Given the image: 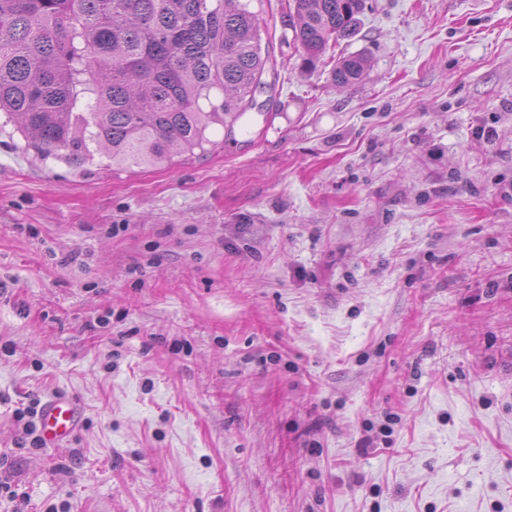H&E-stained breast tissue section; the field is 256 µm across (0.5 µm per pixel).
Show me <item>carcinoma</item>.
Wrapping results in <instances>:
<instances>
[{"instance_id":"carcinoma-1","label":"carcinoma","mask_w":512,"mask_h":512,"mask_svg":"<svg viewBox=\"0 0 512 512\" xmlns=\"http://www.w3.org/2000/svg\"><path fill=\"white\" fill-rule=\"evenodd\" d=\"M251 0H0V129L43 159L82 168L171 167L208 156L219 126L258 108L277 76ZM364 0H288V27L315 70L356 33ZM359 56L333 80L353 83Z\"/></svg>"}]
</instances>
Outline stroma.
<instances>
[{"mask_svg":"<svg viewBox=\"0 0 512 512\" xmlns=\"http://www.w3.org/2000/svg\"><path fill=\"white\" fill-rule=\"evenodd\" d=\"M251 8L276 87L207 158L0 133V512H512V0H365L312 72ZM363 69L364 63L360 56L342 57L334 66L333 80L340 86L349 85L359 79ZM80 418V408L72 398L57 395L46 400L38 416L39 432L44 445L57 447L71 440Z\"/></svg>","mask_w":512,"mask_h":512,"instance_id":"1","label":"stroma"}]
</instances>
